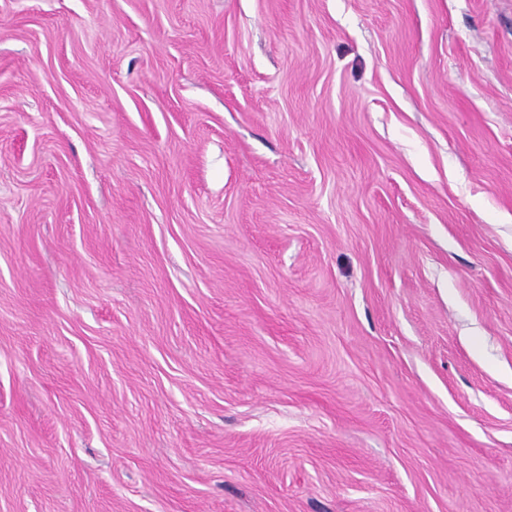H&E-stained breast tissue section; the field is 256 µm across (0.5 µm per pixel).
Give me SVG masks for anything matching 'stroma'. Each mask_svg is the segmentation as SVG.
<instances>
[{
    "label": "stroma",
    "mask_w": 512,
    "mask_h": 512,
    "mask_svg": "<svg viewBox=\"0 0 512 512\" xmlns=\"http://www.w3.org/2000/svg\"><path fill=\"white\" fill-rule=\"evenodd\" d=\"M0 512H512V0H0Z\"/></svg>",
    "instance_id": "stroma-1"
}]
</instances>
